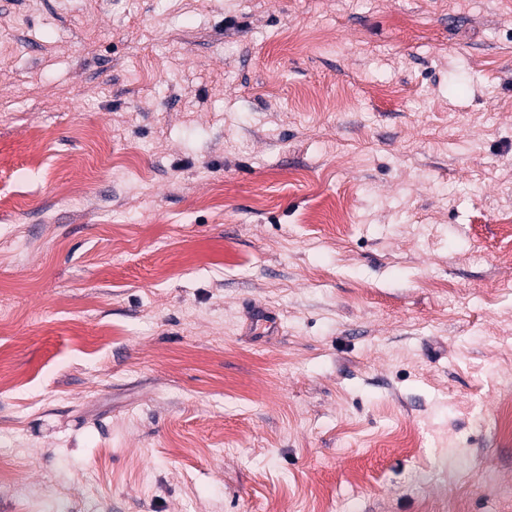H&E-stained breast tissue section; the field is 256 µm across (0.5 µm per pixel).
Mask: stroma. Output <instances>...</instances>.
I'll return each instance as SVG.
<instances>
[{
  "label": "stroma",
  "mask_w": 512,
  "mask_h": 512,
  "mask_svg": "<svg viewBox=\"0 0 512 512\" xmlns=\"http://www.w3.org/2000/svg\"><path fill=\"white\" fill-rule=\"evenodd\" d=\"M510 225L512 0H0V512H512Z\"/></svg>",
  "instance_id": "obj_1"
}]
</instances>
